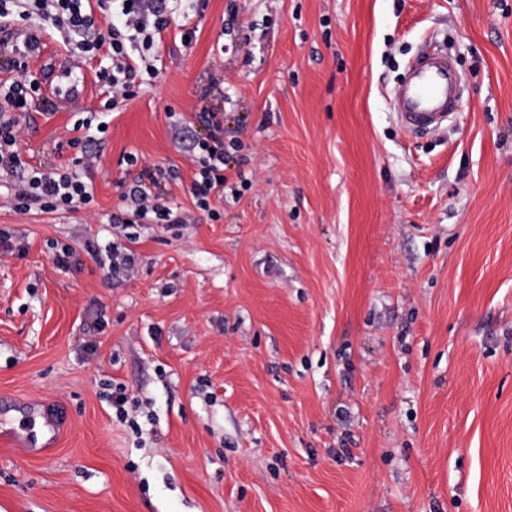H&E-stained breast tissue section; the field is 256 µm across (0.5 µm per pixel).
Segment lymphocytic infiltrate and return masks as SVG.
Returning a JSON list of instances; mask_svg holds the SVG:
<instances>
[{
	"instance_id": "f902f5d3",
	"label": "lymphocytic infiltrate",
	"mask_w": 512,
	"mask_h": 512,
	"mask_svg": "<svg viewBox=\"0 0 512 512\" xmlns=\"http://www.w3.org/2000/svg\"><path fill=\"white\" fill-rule=\"evenodd\" d=\"M0 0V68L10 77L0 81V170L15 179L11 190L13 207L31 211H79L94 200L86 177L99 158L102 125L118 104L136 97L144 77H157L154 48L157 36L175 21L176 12L198 10L199 0ZM58 32L71 56L98 61L95 81L105 102L100 111L85 113L77 96H69L74 120L70 147L80 155L63 172L26 167L18 149L23 126L20 118L36 104L45 102L42 85L45 72L31 69L44 48L43 37ZM204 133L192 147L196 167L191 193L199 208L224 196V115L203 107L196 115ZM165 179L162 169L143 167L138 180L123 198L127 205L112 213L113 225L180 224L183 216L161 201L158 188Z\"/></svg>"
}]
</instances>
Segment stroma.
I'll use <instances>...</instances> for the list:
<instances>
[{"label": "stroma", "instance_id": "stroma-1", "mask_svg": "<svg viewBox=\"0 0 512 512\" xmlns=\"http://www.w3.org/2000/svg\"><path fill=\"white\" fill-rule=\"evenodd\" d=\"M190 24L112 112L91 205L0 193V512H512V0H206ZM429 49L462 103L415 137L391 95ZM206 104L234 142L205 211ZM70 122L32 111L23 158L71 168ZM146 165L187 221L131 225L115 276L87 248ZM38 404L61 429L32 452Z\"/></svg>", "mask_w": 512, "mask_h": 512}]
</instances>
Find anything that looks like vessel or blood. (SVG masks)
Segmentation results:
<instances>
[{
    "label": "vessel or blood",
    "mask_w": 512,
    "mask_h": 512,
    "mask_svg": "<svg viewBox=\"0 0 512 512\" xmlns=\"http://www.w3.org/2000/svg\"><path fill=\"white\" fill-rule=\"evenodd\" d=\"M460 103L453 62L443 53H429L409 68L393 99L401 126L408 132L440 130Z\"/></svg>",
    "instance_id": "1"
}]
</instances>
